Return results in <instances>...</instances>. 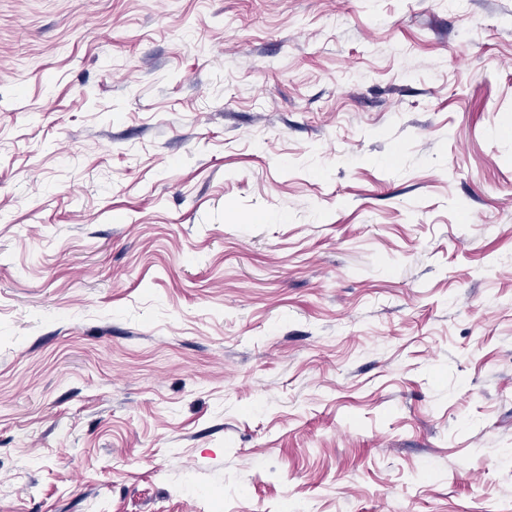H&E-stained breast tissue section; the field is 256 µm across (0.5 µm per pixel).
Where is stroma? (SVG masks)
<instances>
[{"label":"stroma","mask_w":512,"mask_h":512,"mask_svg":"<svg viewBox=\"0 0 512 512\" xmlns=\"http://www.w3.org/2000/svg\"><path fill=\"white\" fill-rule=\"evenodd\" d=\"M512 503V0H0V512Z\"/></svg>","instance_id":"obj_1"}]
</instances>
